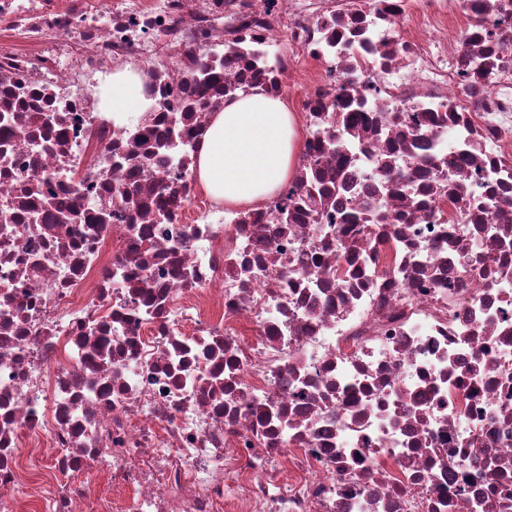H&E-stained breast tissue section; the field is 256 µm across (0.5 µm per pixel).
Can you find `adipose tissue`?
<instances>
[{
	"mask_svg": "<svg viewBox=\"0 0 512 512\" xmlns=\"http://www.w3.org/2000/svg\"><path fill=\"white\" fill-rule=\"evenodd\" d=\"M144 74L119 68L100 88L104 111L137 119ZM297 140L295 116L286 100L253 90L226 102L202 139L196 182L225 207H257L288 179Z\"/></svg>",
	"mask_w": 512,
	"mask_h": 512,
	"instance_id": "1",
	"label": "adipose tissue"
}]
</instances>
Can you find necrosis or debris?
Here are the masks:
<instances>
[{
	"label": "necrosis or debris",
	"instance_id": "obj_1",
	"mask_svg": "<svg viewBox=\"0 0 512 512\" xmlns=\"http://www.w3.org/2000/svg\"><path fill=\"white\" fill-rule=\"evenodd\" d=\"M300 56L294 177L255 210L200 196L213 116ZM132 62L120 122L94 90ZM117 489L512 512V0H0V512Z\"/></svg>",
	"mask_w": 512,
	"mask_h": 512
}]
</instances>
